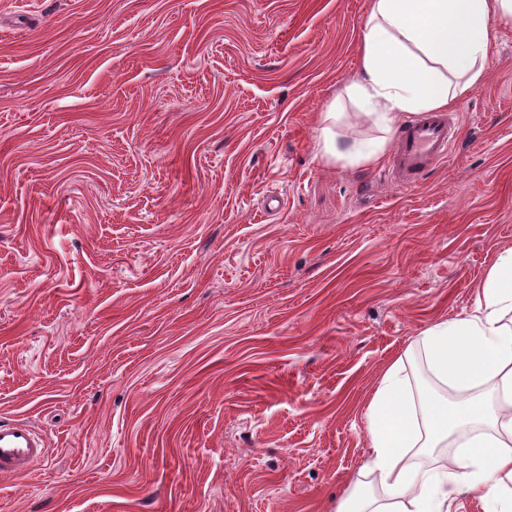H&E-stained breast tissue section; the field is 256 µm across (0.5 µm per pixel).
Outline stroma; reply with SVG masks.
Wrapping results in <instances>:
<instances>
[{
  "mask_svg": "<svg viewBox=\"0 0 512 512\" xmlns=\"http://www.w3.org/2000/svg\"><path fill=\"white\" fill-rule=\"evenodd\" d=\"M370 0H0V512H334L512 248V23L416 184L323 156ZM44 439L27 421L0 422V475L24 476L40 460Z\"/></svg>",
  "mask_w": 512,
  "mask_h": 512,
  "instance_id": "stroma-1",
  "label": "stroma"
}]
</instances>
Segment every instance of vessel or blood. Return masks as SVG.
<instances>
[{"label":"vessel or blood","instance_id":"vessel-or-blood-1","mask_svg":"<svg viewBox=\"0 0 512 512\" xmlns=\"http://www.w3.org/2000/svg\"><path fill=\"white\" fill-rule=\"evenodd\" d=\"M455 127L443 112H427L409 121L400 132L391 170L406 184H414L438 162L447 158ZM42 436L27 421L0 422V475H27L43 455Z\"/></svg>","mask_w":512,"mask_h":512}]
</instances>
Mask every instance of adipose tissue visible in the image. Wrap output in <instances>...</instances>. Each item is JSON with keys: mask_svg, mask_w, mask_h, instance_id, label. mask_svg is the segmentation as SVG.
<instances>
[{"mask_svg": "<svg viewBox=\"0 0 512 512\" xmlns=\"http://www.w3.org/2000/svg\"><path fill=\"white\" fill-rule=\"evenodd\" d=\"M512 22V0H372L360 46V78L348 89L366 118L392 132L408 113L447 110L487 77L494 28ZM324 115L321 151L372 163L382 146L340 149ZM425 363L455 401L412 398L404 362L383 372L366 407L381 495L353 481L335 512H453L459 496L482 512H512V248L487 272L471 313L418 338ZM451 442L458 455L426 468L420 456Z\"/></svg>", "mask_w": 512, "mask_h": 512, "instance_id": "adipose-tissue-1", "label": "adipose tissue"}]
</instances>
